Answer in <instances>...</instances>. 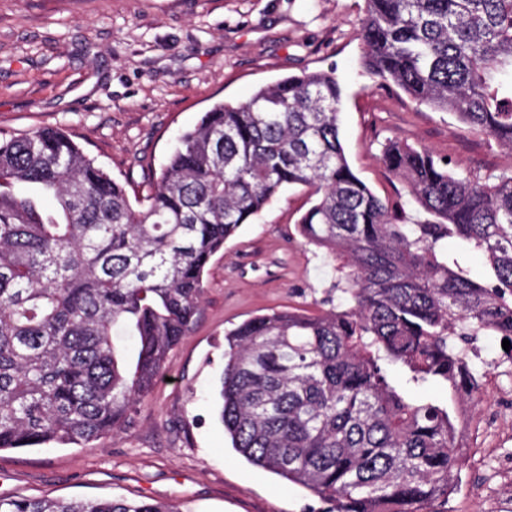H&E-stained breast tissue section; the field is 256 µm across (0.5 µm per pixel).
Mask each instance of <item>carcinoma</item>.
Listing matches in <instances>:
<instances>
[{
	"label": "carcinoma",
	"mask_w": 512,
	"mask_h": 512,
	"mask_svg": "<svg viewBox=\"0 0 512 512\" xmlns=\"http://www.w3.org/2000/svg\"><path fill=\"white\" fill-rule=\"evenodd\" d=\"M364 66L512 152V0H365ZM332 71L219 102L153 192L123 184L62 130L0 135V451L92 447L121 427L192 329L210 259L289 186L316 200L303 243L337 262L336 305L251 318L226 336L224 433L323 512H448L464 456L465 346L512 341V170L471 178L391 141L380 160L429 218L406 224L351 170ZM486 262L482 280L448 239ZM405 371L395 385L390 368ZM0 512H179L140 500L0 498Z\"/></svg>",
	"instance_id": "cac0c4a2"
}]
</instances>
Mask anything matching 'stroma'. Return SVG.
<instances>
[{
    "label": "stroma",
    "instance_id": "obj_1",
    "mask_svg": "<svg viewBox=\"0 0 512 512\" xmlns=\"http://www.w3.org/2000/svg\"><path fill=\"white\" fill-rule=\"evenodd\" d=\"M365 8V0H0V134L62 129L141 196L177 133L214 103L332 69L345 92L340 139L353 172L417 220L380 161L386 142L427 149L474 178L512 168V154L372 79L361 64ZM312 202L308 188H286L225 242L191 332L125 429L90 448L0 452V497L134 498L180 512L316 507L306 490L234 451L217 402L225 333L274 311L323 308L333 267L297 231ZM493 467L466 458L449 512H487Z\"/></svg>",
    "mask_w": 512,
    "mask_h": 512
}]
</instances>
